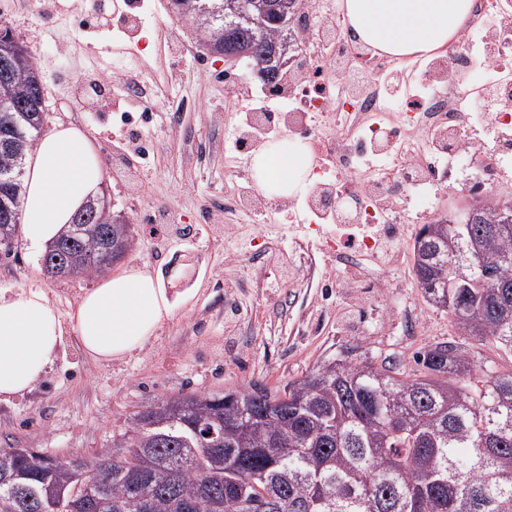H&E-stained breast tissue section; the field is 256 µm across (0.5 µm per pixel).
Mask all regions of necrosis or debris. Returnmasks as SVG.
<instances>
[{
	"mask_svg": "<svg viewBox=\"0 0 512 512\" xmlns=\"http://www.w3.org/2000/svg\"><path fill=\"white\" fill-rule=\"evenodd\" d=\"M300 30L308 34L301 43L288 79L282 80L278 97L289 99L288 109L277 112L253 111L247 125L237 132L242 151H250L269 128L284 130L289 138L316 143L333 151L334 168L316 169L308 205L317 214L347 225L377 224L380 239L363 238L354 257L375 252L380 240L397 241L406 221L405 213L384 214L387 201L397 200L415 187L431 188L448 177L454 157L470 154L471 180H484L488 169L503 171L512 163V82L494 80L478 90L495 106L496 148L491 164L480 161L483 135L462 108L470 95L469 77L474 60L498 69L512 58V14L499 11L497 0H475L471 27L486 30L485 39L467 51L439 53L426 66L425 81L433 88L429 101L414 98L401 102L392 91L376 81L387 59L363 53L342 40L346 26L340 10H322L318 0H307L297 17ZM332 117L342 127V136L327 141L321 136V122ZM427 139L426 153L412 160L391 159L396 143ZM391 167L380 168L376 182H357L353 175L368 159Z\"/></svg>",
	"mask_w": 512,
	"mask_h": 512,
	"instance_id": "4bbe7bcc",
	"label": "necrosis or debris"
}]
</instances>
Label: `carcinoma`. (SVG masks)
<instances>
[{"instance_id":"cac0c4a2","label":"carcinoma","mask_w":512,"mask_h":512,"mask_svg":"<svg viewBox=\"0 0 512 512\" xmlns=\"http://www.w3.org/2000/svg\"><path fill=\"white\" fill-rule=\"evenodd\" d=\"M302 0H172L199 42L224 61L294 36ZM294 56L275 58L272 91ZM0 246L21 224L27 150L46 122L32 53L0 28ZM49 246L51 277H94L134 247L131 224L101 205ZM414 273L425 301L464 341L426 345L415 367L350 347L284 389L178 394L133 412L96 455L132 448L133 470L112 467L98 512H512V371L477 368L473 339L512 351V200L491 196L423 225ZM20 479L0 484V512H54L74 459L15 454ZM224 504L223 510L216 503Z\"/></svg>"}]
</instances>
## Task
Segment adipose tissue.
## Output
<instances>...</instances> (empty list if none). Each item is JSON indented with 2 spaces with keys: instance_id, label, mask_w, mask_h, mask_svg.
I'll return each instance as SVG.
<instances>
[{
  "instance_id": "1",
  "label": "adipose tissue",
  "mask_w": 512,
  "mask_h": 512,
  "mask_svg": "<svg viewBox=\"0 0 512 512\" xmlns=\"http://www.w3.org/2000/svg\"><path fill=\"white\" fill-rule=\"evenodd\" d=\"M473 0H344L352 35L373 50L397 56L431 54L456 40ZM260 189L298 195L307 189L311 155L299 143L259 149L253 160ZM105 177L96 147L80 129L55 124L28 159L21 197V232L31 245L51 243L74 213L99 192ZM165 288L149 271L101 279L78 302L71 321L93 361L122 359L141 349L173 315ZM60 314L38 288L0 296V402L31 391L56 357Z\"/></svg>"
}]
</instances>
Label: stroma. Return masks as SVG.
I'll use <instances>...</instances> for the list:
<instances>
[{
  "mask_svg": "<svg viewBox=\"0 0 512 512\" xmlns=\"http://www.w3.org/2000/svg\"><path fill=\"white\" fill-rule=\"evenodd\" d=\"M24 2L0 0V24L37 48L46 122L77 126L95 141L107 169L104 187L135 231L133 251L114 272L150 271L177 305L140 350L110 363L92 362L70 315L96 279L47 278L42 251L15 238L9 254L0 253V290L41 288L59 311L64 333L44 379L0 402V448L90 454L109 446L133 411L165 396L253 384L281 388L355 345L408 368L424 345L455 338L447 313L424 301L414 279L417 223H406L394 264L377 270L364 261L362 274L345 282L343 261L321 247L322 237L340 228L309 211L304 197L294 199L293 221L275 209L255 221L230 207L204 219V206L233 196L238 176L253 167L252 155L231 151L229 143L264 97L225 100V79L252 84L245 64L224 62L201 45L194 55L176 57L171 32L188 40L193 33L170 0H140L142 35L149 43L144 51L116 26L81 29L76 17L82 5L64 17H36ZM102 73L118 77L105 112L87 110L62 80L66 74L78 79ZM136 81L150 93L140 105L126 89ZM179 98L189 108L171 111ZM119 109L150 127L148 159L124 153ZM116 157L123 163L119 172L111 168ZM455 168L447 184L412 197L409 213L438 219L483 193V185L468 183L466 160ZM158 207L181 226L162 243L149 221Z\"/></svg>",
  "mask_w": 512,
  "mask_h": 512,
  "instance_id": "1",
  "label": "stroma"
}]
</instances>
